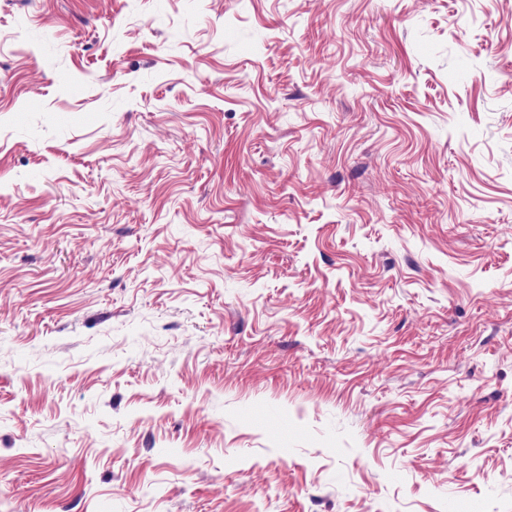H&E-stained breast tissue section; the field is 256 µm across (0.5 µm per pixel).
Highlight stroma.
<instances>
[{
	"label": "stroma",
	"mask_w": 512,
	"mask_h": 512,
	"mask_svg": "<svg viewBox=\"0 0 512 512\" xmlns=\"http://www.w3.org/2000/svg\"><path fill=\"white\" fill-rule=\"evenodd\" d=\"M512 512V0H0V512Z\"/></svg>",
	"instance_id": "1"
}]
</instances>
